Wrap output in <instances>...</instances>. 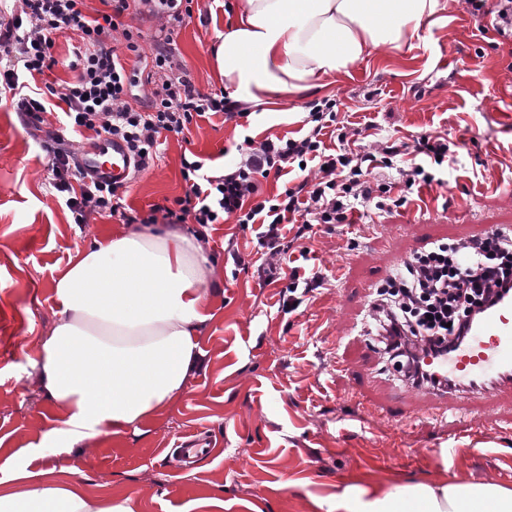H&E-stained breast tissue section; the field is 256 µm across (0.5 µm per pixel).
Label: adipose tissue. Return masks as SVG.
I'll return each instance as SVG.
<instances>
[{
    "label": "adipose tissue",
    "instance_id": "1",
    "mask_svg": "<svg viewBox=\"0 0 512 512\" xmlns=\"http://www.w3.org/2000/svg\"><path fill=\"white\" fill-rule=\"evenodd\" d=\"M439 0H238L217 70L245 104L316 86L435 23ZM218 269L179 225L133 224L97 241L54 281L60 303L36 383L63 412L52 438L86 444L135 428L180 394L200 353L205 289ZM321 512H512V489L488 481L353 484L315 500ZM0 512H137L129 498L91 500L46 470L0 493Z\"/></svg>",
    "mask_w": 512,
    "mask_h": 512
}]
</instances>
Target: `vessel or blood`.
<instances>
[{"mask_svg":"<svg viewBox=\"0 0 512 512\" xmlns=\"http://www.w3.org/2000/svg\"><path fill=\"white\" fill-rule=\"evenodd\" d=\"M83 167L96 176L122 181L130 172L126 148L118 142L100 140L80 150ZM438 379L430 386L439 398L473 402V418H480L481 404L512 397V295L498 300L469 328L467 337L448 354L433 358Z\"/></svg>","mask_w":512,"mask_h":512,"instance_id":"b4317fda","label":"vessel or blood"}]
</instances>
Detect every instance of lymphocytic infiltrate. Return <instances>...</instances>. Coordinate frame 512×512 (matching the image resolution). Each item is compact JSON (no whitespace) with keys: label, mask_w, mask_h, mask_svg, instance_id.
I'll use <instances>...</instances> for the list:
<instances>
[{"label":"lymphocytic infiltrate","mask_w":512,"mask_h":512,"mask_svg":"<svg viewBox=\"0 0 512 512\" xmlns=\"http://www.w3.org/2000/svg\"><path fill=\"white\" fill-rule=\"evenodd\" d=\"M11 0L0 6V92L28 127L46 133L39 146L47 159L51 185L62 197L75 223L91 216L119 217L123 223L196 224L207 227L235 219L260 223L258 244L265 256L257 268L264 283L281 278V257L290 249L282 232L289 215L303 213L295 239L304 238L313 225L346 224L357 207H369L375 198L407 201L406 190L437 182L436 165L448 154V139L425 135L414 146L409 165L396 167L395 144L378 142L373 150L345 149L323 154L320 136L335 100L311 104L314 126L302 138L265 139L243 154L236 164L213 174L203 159L182 158L183 196L173 205H151L147 218L127 213L119 184L101 182L77 162L70 137L93 132L96 138L120 140L127 146L134 172L155 164L162 134L188 131L194 119L223 114L225 120L248 117L246 104L227 94L203 92L179 59L176 36L191 19L207 24L206 13H194L195 0ZM148 13L160 20L151 51H144L139 30L125 24L128 12ZM70 32L75 46L68 68L74 81L38 87L37 76L53 70L58 34ZM64 107L53 112L51 99ZM56 128H49V120ZM315 159L313 177L285 189L274 198H259L258 181L281 176L297 162ZM407 274L394 285L392 296L375 305L385 350L406 367L418 383L433 382L419 360L420 351L450 350L468 333L473 317L512 294V239L489 234L466 244L442 243L416 254ZM320 272L292 268L290 282L280 292L284 312L297 310L321 288Z\"/></svg>","instance_id":"lymphocytic-infiltrate-1"}]
</instances>
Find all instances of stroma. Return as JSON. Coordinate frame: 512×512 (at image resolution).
I'll return each instance as SVG.
<instances>
[{
	"label": "stroma",
	"mask_w": 512,
	"mask_h": 512,
	"mask_svg": "<svg viewBox=\"0 0 512 512\" xmlns=\"http://www.w3.org/2000/svg\"><path fill=\"white\" fill-rule=\"evenodd\" d=\"M439 2L438 23L402 50L355 62L296 97L252 106L241 126L219 114L198 119L185 137L169 136L156 165L122 189L126 207L147 215L184 194L183 154L220 170L239 160L245 139L304 136L310 104L323 99L336 102L322 138L327 152L338 151V133L355 129L367 146L388 137L410 144L438 131L455 145L443 185L409 190L403 206L385 201L347 226H313L300 245L325 283L289 314L279 306L280 284H264L227 251L234 241L241 253L256 252L254 225H208L207 251L222 274L205 290L210 318L198 368L139 430L103 434L87 447L45 440L61 411L36 385L35 364L59 307L55 278L78 250L110 239L123 223L107 216L75 223L49 184L41 133L0 100V490L29 487L50 469L88 497L131 498L137 512H319L312 498L357 478L512 488V404L501 403L476 428L416 397L414 420L401 430L375 408L381 389L355 393L334 369L340 358L361 366L376 291L422 250L424 225L439 243L512 225V45L499 43L492 15H472L463 0ZM236 3L199 0L210 22L191 20L176 38L205 91L224 88L212 48ZM199 433L209 436L210 455L177 467L174 448ZM438 448L463 454L436 465L430 457Z\"/></svg>",
	"instance_id": "1"
}]
</instances>
